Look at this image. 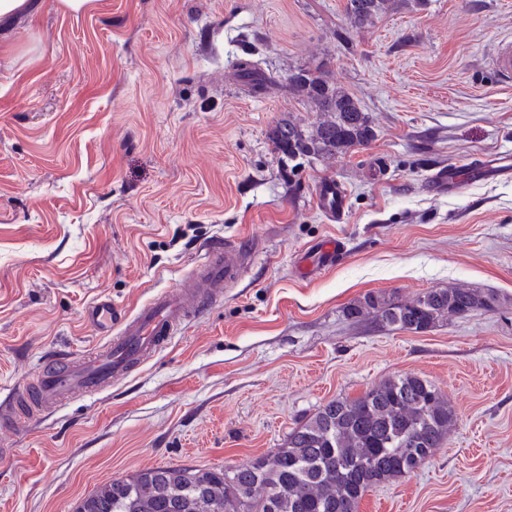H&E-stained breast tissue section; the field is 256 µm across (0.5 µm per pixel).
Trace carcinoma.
<instances>
[{
	"mask_svg": "<svg viewBox=\"0 0 512 512\" xmlns=\"http://www.w3.org/2000/svg\"><path fill=\"white\" fill-rule=\"evenodd\" d=\"M391 0H348L356 26L388 10ZM252 89L268 78L240 65ZM293 89L324 113L310 129L280 122L273 141L282 160L339 156L374 137L367 113L320 74L299 73ZM495 293L430 288L410 301L366 294L345 307L351 320L425 331L450 316L488 310ZM455 413L447 395L417 374L381 379L357 398L337 397L288 434V444L224 469L166 466L115 478L86 496L75 512H359L363 496L413 472L448 437Z\"/></svg>",
	"mask_w": 512,
	"mask_h": 512,
	"instance_id": "obj_1",
	"label": "carcinoma"
}]
</instances>
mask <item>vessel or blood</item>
Segmentation results:
<instances>
[{
  "label": "vessel or blood",
  "mask_w": 512,
  "mask_h": 512,
  "mask_svg": "<svg viewBox=\"0 0 512 512\" xmlns=\"http://www.w3.org/2000/svg\"><path fill=\"white\" fill-rule=\"evenodd\" d=\"M492 69L501 81L512 80V41L500 45ZM506 172V167L479 157L464 174L453 166L438 170L430 177L427 189L433 194L455 192L461 188L463 179L481 181ZM320 201L333 221H342L341 189L333 184L323 186ZM345 253L341 239L321 240L302 254L296 272L304 278L325 272L336 267ZM247 255V250L240 246L210 247L195 262L190 287L158 291L121 315L116 313L111 300L93 303L85 312V320L105 336V343L76 356L51 358L37 370L32 381L6 389L0 395V422L10 431H18L40 411L60 408L76 397L109 391L113 384L149 361L189 323L222 301L225 288L239 278Z\"/></svg>",
  "instance_id": "vessel-or-blood-1"
}]
</instances>
